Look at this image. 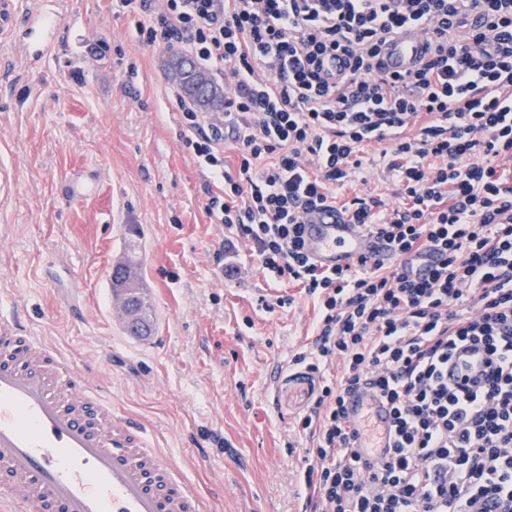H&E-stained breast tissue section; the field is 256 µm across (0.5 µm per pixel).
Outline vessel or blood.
<instances>
[{"mask_svg": "<svg viewBox=\"0 0 512 512\" xmlns=\"http://www.w3.org/2000/svg\"><path fill=\"white\" fill-rule=\"evenodd\" d=\"M22 45L36 64L70 35L52 0H29ZM420 29L392 35L380 59L391 73L415 70L425 52ZM305 247L318 269L354 268L375 257L412 278L439 268L443 255L424 251L397 259L390 242L351 221L341 207H322L305 219ZM483 350H457L449 378L479 376ZM348 424L357 429V447L380 454L392 439L388 402L361 389L345 403ZM0 512H204L197 489L146 440L140 425L113 411L88 386L74 365L21 329L16 318H0Z\"/></svg>", "mask_w": 512, "mask_h": 512, "instance_id": "b4317fda", "label": "vessel or blood"}]
</instances>
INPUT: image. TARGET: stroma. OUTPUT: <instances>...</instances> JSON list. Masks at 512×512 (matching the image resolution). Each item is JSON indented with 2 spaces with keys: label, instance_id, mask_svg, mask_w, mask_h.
I'll return each instance as SVG.
<instances>
[{
  "label": "stroma",
  "instance_id": "1",
  "mask_svg": "<svg viewBox=\"0 0 512 512\" xmlns=\"http://www.w3.org/2000/svg\"><path fill=\"white\" fill-rule=\"evenodd\" d=\"M81 46L29 66L0 34V316L70 356L114 409L199 488L208 512H302L309 441L296 420L310 383L290 360L313 340L311 298L263 270L205 213L204 177L183 144L172 52L139 42L110 0H56ZM98 175L94 199L62 187ZM132 263L154 316L128 335L112 272ZM293 296L268 310L258 297Z\"/></svg>",
  "mask_w": 512,
  "mask_h": 512
}]
</instances>
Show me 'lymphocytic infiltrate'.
Instances as JSON below:
<instances>
[{"label": "lymphocytic infiltrate", "mask_w": 512, "mask_h": 512, "mask_svg": "<svg viewBox=\"0 0 512 512\" xmlns=\"http://www.w3.org/2000/svg\"><path fill=\"white\" fill-rule=\"evenodd\" d=\"M111 2L146 14L143 44L179 46L223 78L222 118L179 103L205 212L318 305L315 342L292 359L318 381L298 420L312 443L307 512H512V0ZM408 25L427 53L411 73H384L381 47ZM336 54L351 67L338 85L323 75ZM384 140L401 203L358 197L347 209L397 255L428 247L444 264L426 279L367 259L317 269L304 214L336 203L365 147ZM462 343L490 356L485 391L448 382ZM363 386L393 414L375 459L355 448L344 412Z\"/></svg>", "instance_id": "1"}]
</instances>
